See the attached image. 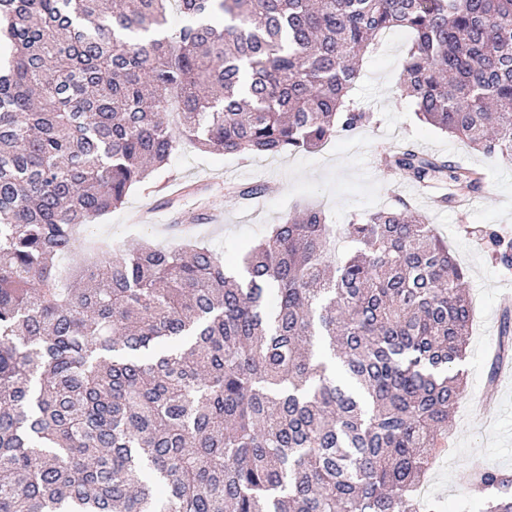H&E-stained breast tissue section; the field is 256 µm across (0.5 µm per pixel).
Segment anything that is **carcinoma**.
Instances as JSON below:
<instances>
[{
  "label": "carcinoma",
  "mask_w": 512,
  "mask_h": 512,
  "mask_svg": "<svg viewBox=\"0 0 512 512\" xmlns=\"http://www.w3.org/2000/svg\"><path fill=\"white\" fill-rule=\"evenodd\" d=\"M168 2L0 0V512H436L414 490L465 393L471 306L426 215L338 231L305 207L243 280L197 243L90 267L72 247L186 141L275 156L376 122L351 91L392 28L418 119L512 167V0H176L174 30ZM381 164L444 203L485 191L410 145ZM471 485L512 512L511 474Z\"/></svg>",
  "instance_id": "obj_1"
}]
</instances>
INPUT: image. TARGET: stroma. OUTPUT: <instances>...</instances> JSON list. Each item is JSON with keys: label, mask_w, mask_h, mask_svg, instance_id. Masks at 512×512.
I'll list each match as a JSON object with an SVG mask.
<instances>
[{"label": "stroma", "mask_w": 512, "mask_h": 512, "mask_svg": "<svg viewBox=\"0 0 512 512\" xmlns=\"http://www.w3.org/2000/svg\"><path fill=\"white\" fill-rule=\"evenodd\" d=\"M408 40L403 29L384 33L376 50L360 65L353 95L360 106L379 113L377 125L338 136L311 152L274 157L211 154L183 144L169 164L155 173L152 185L134 190L122 208L95 222L93 236L78 253L91 258L103 247L119 255L138 242L174 243L167 225L182 223L184 213L202 208L213 220L191 229V240L221 253L239 271L250 248L274 224L304 205H319L329 223L340 227L353 215L408 201L447 240L465 274V293L472 308L467 352L460 364L467 394L455 410L448 445L438 452L426 482L440 512H484V498L470 486L472 463L512 472V382L497 381L496 404L484 419L470 412L486 390L489 365L498 348L501 291L512 287V271H503L492 261L483 237L490 229L512 238V167L499 165L418 120L400 89ZM404 143L478 169L486 182L484 194L462 208L437 205L433 189L419 195L403 172L378 163L382 151ZM179 183L194 184L196 190L190 195L175 194ZM230 183H255L263 192L244 208L226 193Z\"/></svg>", "instance_id": "1"}]
</instances>
